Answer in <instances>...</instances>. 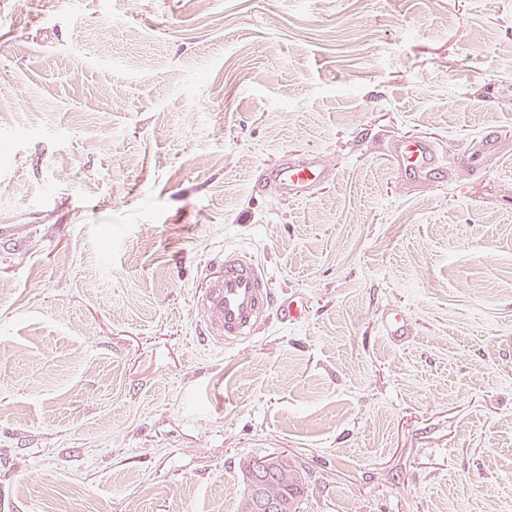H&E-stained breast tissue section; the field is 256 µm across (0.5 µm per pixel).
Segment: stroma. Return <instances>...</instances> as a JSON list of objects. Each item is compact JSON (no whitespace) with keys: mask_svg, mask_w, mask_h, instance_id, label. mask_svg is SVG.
<instances>
[{"mask_svg":"<svg viewBox=\"0 0 512 512\" xmlns=\"http://www.w3.org/2000/svg\"><path fill=\"white\" fill-rule=\"evenodd\" d=\"M478 170L420 183L386 141ZM337 169L260 196L286 152ZM253 256L306 318L204 344L197 269ZM397 307L414 332H379ZM512 512V8L0 0V486L16 512ZM501 148V140L497 133L489 129L485 131L481 138L479 147L467 154L462 155L456 160V165L459 167L461 164L471 168L476 167L477 160L483 153L498 152ZM293 466L287 458L270 457L253 458L248 463V494L253 512H288V502L294 506L293 512H300L302 502L307 494V486L298 472L295 480L288 479L276 486V492L288 501L281 500L272 491V486L282 478L288 477Z\"/></svg>","mask_w":512,"mask_h":512,"instance_id":"1","label":"stroma"}]
</instances>
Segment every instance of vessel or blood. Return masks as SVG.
<instances>
[{"instance_id":"1","label":"vessel or blood","mask_w":512,"mask_h":512,"mask_svg":"<svg viewBox=\"0 0 512 512\" xmlns=\"http://www.w3.org/2000/svg\"><path fill=\"white\" fill-rule=\"evenodd\" d=\"M501 140L494 130L485 131L477 150L460 157L465 166H475L480 154L499 151ZM383 154L399 173L420 180H443L452 169L439 158L431 141L393 139ZM334 178V169L313 153H288L262 171L257 188L275 198L305 199L318 186ZM206 286L194 298L193 317L202 339L213 346L236 344L255 336L272 317L296 324L305 316L303 304L295 299L278 300L272 281L264 270L237 249L215 251L197 270ZM380 330L400 342L412 334L408 319L398 310L383 314Z\"/></svg>"}]
</instances>
